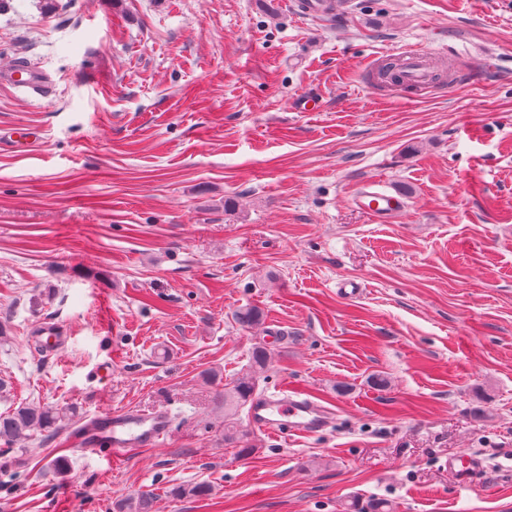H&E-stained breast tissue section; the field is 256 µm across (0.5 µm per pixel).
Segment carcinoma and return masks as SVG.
Wrapping results in <instances>:
<instances>
[{
  "label": "carcinoma",
  "instance_id": "obj_1",
  "mask_svg": "<svg viewBox=\"0 0 512 512\" xmlns=\"http://www.w3.org/2000/svg\"><path fill=\"white\" fill-rule=\"evenodd\" d=\"M268 363V351L258 347L252 354L249 370L241 373L231 383L224 385V440L239 444L238 454L245 458L253 449L243 444L237 428L238 412L248 402L258 388L257 370H262ZM76 406L53 408L39 404L20 406L11 413L0 414V455L5 456L15 450L21 441L35 432L54 435L63 428H69L73 419L78 417ZM210 493L209 485L203 483L181 485L170 490V495L179 498L203 499ZM152 497L142 496L136 501L128 498L119 499L113 504L115 512H150Z\"/></svg>",
  "mask_w": 512,
  "mask_h": 512
}]
</instances>
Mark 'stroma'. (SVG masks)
<instances>
[{"label":"stroma","instance_id":"1","mask_svg":"<svg viewBox=\"0 0 512 512\" xmlns=\"http://www.w3.org/2000/svg\"><path fill=\"white\" fill-rule=\"evenodd\" d=\"M8 0L0 71V413L77 404L167 413L119 462L34 434L0 512H512V0ZM450 80L379 86L399 48ZM317 97L315 112L296 109ZM27 132L18 145L15 132ZM400 192L380 221L354 196ZM353 296H344L348 287ZM255 306L262 322L238 324ZM54 327L63 347L37 337ZM271 359L259 394L330 404L316 436L238 423L218 394ZM484 462L472 489L445 463ZM205 483L208 499L170 488ZM296 10L303 15L333 16L336 13L334 0H297ZM0 79L7 80L15 88L36 96H44L49 83L43 72L29 66L11 68L0 74ZM268 351L264 347H257L252 354V364L249 370L241 373L231 383L224 386V441L237 443L240 457H249L254 448H249L244 443L240 431L237 428L238 412L248 402L258 388L257 369H264L268 363Z\"/></svg>","mask_w":512,"mask_h":512}]
</instances>
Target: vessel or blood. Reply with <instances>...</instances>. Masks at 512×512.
<instances>
[{
	"label": "vessel or blood",
	"mask_w": 512,
	"mask_h": 512,
	"mask_svg": "<svg viewBox=\"0 0 512 512\" xmlns=\"http://www.w3.org/2000/svg\"><path fill=\"white\" fill-rule=\"evenodd\" d=\"M399 77L405 86L421 87L432 83V59L423 50H405L397 55ZM1 78L15 88L30 94L44 95L48 86L45 74L32 67L11 68ZM356 204L381 219L398 214L402 201L399 197L386 195L367 188L355 199ZM249 420L254 426L279 435L295 434L312 436L321 433L329 424V411L305 397L295 389H287L274 396L255 399L249 410ZM168 432V418L164 413L144 414L132 409H120L93 418L87 425L85 442L88 446L109 445L113 459H123L135 448L158 445ZM446 466L457 487H476L484 472L481 458L456 456L448 459Z\"/></svg>",
	"instance_id": "b4317fda"
}]
</instances>
